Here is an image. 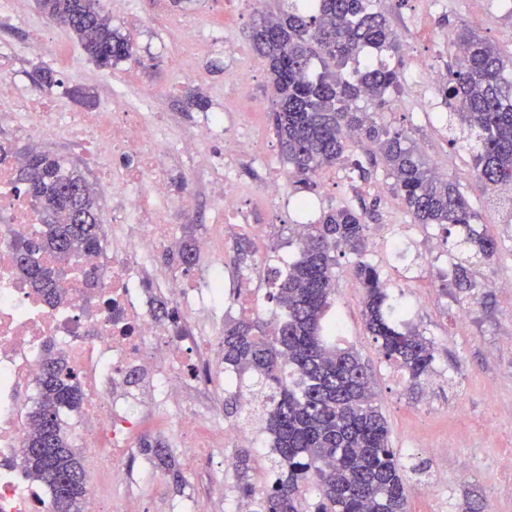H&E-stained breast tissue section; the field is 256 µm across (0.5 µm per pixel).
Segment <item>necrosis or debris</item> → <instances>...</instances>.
<instances>
[{
	"label": "necrosis or debris",
	"instance_id": "1",
	"mask_svg": "<svg viewBox=\"0 0 512 512\" xmlns=\"http://www.w3.org/2000/svg\"><path fill=\"white\" fill-rule=\"evenodd\" d=\"M3 122L23 138L66 143L88 156L100 191L112 200V219L107 247L75 257L63 280V302L49 303L16 269V237L39 224L14 190L21 161L0 165V512H52L48 489L15 467L50 347L64 352L66 370L84 392L71 428L95 471L85 512H136L131 499L112 503L107 493L128 487L134 440L147 430L166 431L183 444L184 464L193 472L222 455L226 444L261 447L255 433L225 426L209 406L224 385V223L249 221L231 177L208 188L218 217L197 246L203 262L196 274L188 278L157 264L175 227L155 158L163 151L197 158L223 136V113L175 138L169 122L136 111L119 91L107 95L99 111L58 112L51 99L19 93L4 78ZM130 157L139 158L138 167H124ZM148 288L164 297L173 318L155 316L143 299Z\"/></svg>",
	"mask_w": 512,
	"mask_h": 512
}]
</instances>
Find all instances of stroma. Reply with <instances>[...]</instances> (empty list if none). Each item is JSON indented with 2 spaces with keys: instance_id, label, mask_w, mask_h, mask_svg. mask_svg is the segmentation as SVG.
Wrapping results in <instances>:
<instances>
[{
  "instance_id": "obj_1",
  "label": "stroma",
  "mask_w": 512,
  "mask_h": 512,
  "mask_svg": "<svg viewBox=\"0 0 512 512\" xmlns=\"http://www.w3.org/2000/svg\"><path fill=\"white\" fill-rule=\"evenodd\" d=\"M113 26L129 34L134 59L102 69L88 60L76 39L39 9L36 0H15V12L0 14V45L26 44L51 33L74 48L76 64L59 67L41 55L10 58L4 73L29 96H40L36 68L49 69L55 84L49 96L61 99L67 111H97L111 86L123 87L136 103L150 100L157 111L175 116L181 127L199 125L207 112H223L225 138L244 132L253 141L249 157H229L213 148L206 165L174 163L164 168L169 192L178 209L174 223L181 238L203 239L212 223V205L204 189L209 179L232 170L244 193L240 208L253 223L271 225L265 238L248 227H224L226 289H233L238 274L251 272L265 253L290 259L296 254L288 244L287 225L301 218L294 201L306 192L288 174L269 120L271 99L267 71L250 40L256 18L246 0H101ZM387 17L401 42V70L406 80L379 108L382 122L407 133L433 168L456 177L477 215L499 243L491 261L479 265L474 294L459 292L453 268L445 261L455 248L457 229L423 226L407 213L382 164H371L368 143H353L343 166L317 173L316 185L307 192L315 212L349 204L367 213L368 249L365 254L391 282V294L409 308L405 325L432 339L436 346L435 373L422 389H410L385 362L367 336L362 318L363 293L350 269L354 255L337 258L333 310L345 331L340 346L353 348L370 376L376 402L385 417L393 448L402 464H424L420 474H408L410 512H461L464 503L479 501L488 512H512V469L503 459L512 453V291L489 288L490 280H512V224L491 205L483 184L476 178L465 151L452 147L444 123L430 120L421 88L413 75L419 66L431 64L447 72L454 61L450 44L452 25L462 21L495 43L505 58H512V12L496 0H391ZM194 19L218 24L232 19L231 30L214 34L200 47L195 72H181L177 65L180 45L168 18ZM244 64L254 76L252 112L239 114L224 104L229 69ZM89 95L88 102L75 99L74 90ZM203 96L208 111L191 106L192 96ZM369 175H360V167ZM282 183L280 198L262 203L260 187L271 179ZM403 236V253L387 252V240ZM249 244L247 262L236 253L238 240ZM430 487L420 497L421 487Z\"/></svg>"
}]
</instances>
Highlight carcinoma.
Here are the masks:
<instances>
[{
  "instance_id": "1",
  "label": "carcinoma",
  "mask_w": 512,
  "mask_h": 512,
  "mask_svg": "<svg viewBox=\"0 0 512 512\" xmlns=\"http://www.w3.org/2000/svg\"><path fill=\"white\" fill-rule=\"evenodd\" d=\"M99 67L135 55L131 38L112 26L99 0H37ZM257 54L268 66L270 119L289 174L304 189L322 169L341 165L353 139L375 147L394 179L405 209L418 224L464 229L461 242L471 255L491 260L495 238L472 225L475 213L458 184L437 174L401 130L378 121L377 112L402 81L400 43L376 0H277L251 30ZM455 65L440 94L448 113L449 142L468 150L485 189L512 186V60L464 22L454 26ZM18 190L40 208L39 232L20 236L19 270L49 299L59 300L63 267L40 260L51 253L66 261L101 247L96 192L63 159L38 150L25 154L16 172ZM365 212L348 205L331 208L288 243L298 258L270 269L268 297L276 326L241 317L224 325V369L247 381L253 407L246 422L272 440L263 465L251 448L235 456L237 488L253 512H409L403 471L392 448L387 421L376 405L365 365L349 348L334 343L338 326L329 315L335 291L336 253L358 257L352 272L363 290L364 326L383 359L421 388L433 372L435 344L422 333L399 329L379 269L363 259ZM177 258L185 270L196 265L197 247L183 243ZM458 288L478 287L474 263L452 262ZM82 402L79 381L65 373L62 357L46 353L39 401L29 413L30 432L21 467L47 483L54 512H60L56 483H64L66 512H82L86 470L71 448L60 411ZM30 448L43 452L32 455ZM141 451L172 468L168 448L143 441ZM264 484L256 490V469Z\"/></svg>"
}]
</instances>
